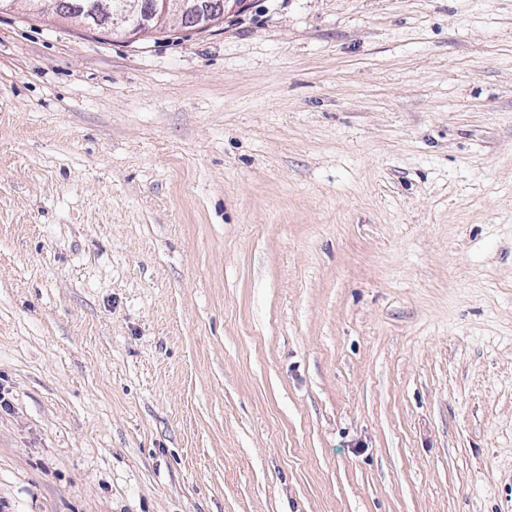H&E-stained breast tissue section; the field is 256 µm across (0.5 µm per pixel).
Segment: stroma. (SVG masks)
I'll return each mask as SVG.
<instances>
[{"label":"stroma","mask_w":512,"mask_h":512,"mask_svg":"<svg viewBox=\"0 0 512 512\" xmlns=\"http://www.w3.org/2000/svg\"><path fill=\"white\" fill-rule=\"evenodd\" d=\"M0 512H512V0L0 12ZM82 3L84 0H62ZM60 0H31L38 14H65L77 25L112 31L133 38L155 29L170 18L204 30L227 15L240 11L246 0H90L79 12L67 10Z\"/></svg>","instance_id":"1"}]
</instances>
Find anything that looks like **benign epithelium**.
<instances>
[{"label":"benign epithelium","instance_id":"benign-epithelium-1","mask_svg":"<svg viewBox=\"0 0 512 512\" xmlns=\"http://www.w3.org/2000/svg\"><path fill=\"white\" fill-rule=\"evenodd\" d=\"M34 12L66 15L77 25L133 38L171 18L204 30L240 11L244 0H88L80 11L67 10L62 0H29Z\"/></svg>","mask_w":512,"mask_h":512}]
</instances>
